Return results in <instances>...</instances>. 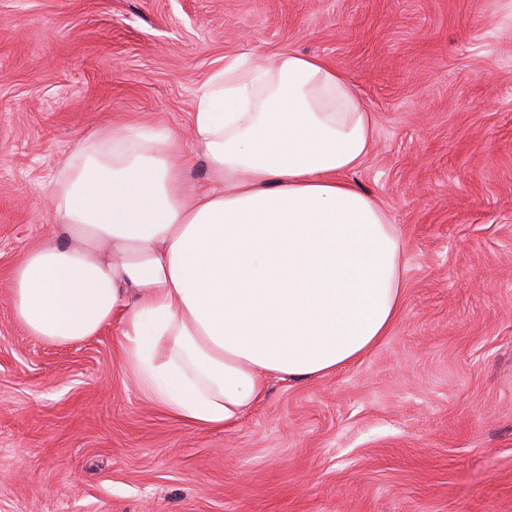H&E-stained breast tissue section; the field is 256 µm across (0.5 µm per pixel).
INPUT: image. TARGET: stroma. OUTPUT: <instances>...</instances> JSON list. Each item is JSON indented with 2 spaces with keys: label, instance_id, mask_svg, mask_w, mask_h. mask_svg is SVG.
Returning a JSON list of instances; mask_svg holds the SVG:
<instances>
[{
  "label": "stroma",
  "instance_id": "1",
  "mask_svg": "<svg viewBox=\"0 0 512 512\" xmlns=\"http://www.w3.org/2000/svg\"><path fill=\"white\" fill-rule=\"evenodd\" d=\"M328 59L373 112L351 173L399 231L401 313L221 429L165 414L111 329L57 345L10 271L88 136L167 130L197 190L225 59ZM0 512H512V0H0Z\"/></svg>",
  "mask_w": 512,
  "mask_h": 512
}]
</instances>
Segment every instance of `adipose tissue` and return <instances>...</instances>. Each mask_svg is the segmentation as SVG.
Masks as SVG:
<instances>
[{
  "label": "adipose tissue",
  "mask_w": 512,
  "mask_h": 512,
  "mask_svg": "<svg viewBox=\"0 0 512 512\" xmlns=\"http://www.w3.org/2000/svg\"><path fill=\"white\" fill-rule=\"evenodd\" d=\"M191 130L204 192L171 137L131 125L86 139L49 186L62 234L16 264L11 304L50 343L114 327L155 404L221 428L272 381L334 374L387 336L404 255L348 178L374 115L325 59H226L196 92Z\"/></svg>",
  "instance_id": "adipose-tissue-1"
}]
</instances>
